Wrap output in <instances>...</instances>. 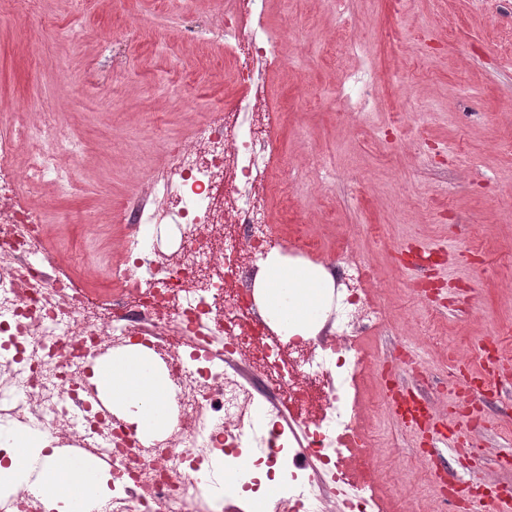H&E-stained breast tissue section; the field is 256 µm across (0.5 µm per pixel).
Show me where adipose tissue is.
I'll return each mask as SVG.
<instances>
[{"label":"adipose tissue","instance_id":"ef3b65f1","mask_svg":"<svg viewBox=\"0 0 512 512\" xmlns=\"http://www.w3.org/2000/svg\"><path fill=\"white\" fill-rule=\"evenodd\" d=\"M253 288L263 320L285 335L308 338L317 335L327 320L334 280L323 265L291 262L274 249L261 261ZM92 381L110 395L113 413L134 429L141 442L174 430L171 382L165 369L143 351L126 349L108 355L95 365ZM8 442L11 464L0 466V485L44 494L56 512H71L83 491L82 459L73 456L65 467L55 466L39 432L25 439L12 436ZM32 454L43 457L40 471L20 472L19 461Z\"/></svg>","mask_w":512,"mask_h":512}]
</instances>
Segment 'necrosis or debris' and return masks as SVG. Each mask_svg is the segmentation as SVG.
Here are the masks:
<instances>
[{"mask_svg": "<svg viewBox=\"0 0 512 512\" xmlns=\"http://www.w3.org/2000/svg\"><path fill=\"white\" fill-rule=\"evenodd\" d=\"M265 9L266 0L225 3L232 23L224 28V42L234 53L233 76L249 90L262 89L265 66L282 38L274 29L242 27V20L262 18ZM256 104L246 96L233 108H212L193 145L174 148L168 171L154 182L153 202L135 216L148 235L126 253L117 292L105 308L87 304L70 281L28 261L43 219L25 202L24 190L47 182L68 186L61 151L68 131L48 117L0 123V394L17 384L26 389L24 401H0V425L17 421L53 438L67 437L74 448L105 447L112 460V512H213L200 476L217 454L245 470L225 499L249 504L260 484L251 468L265 467L270 478L284 469L272 446L285 430L289 409L303 415L294 447L308 445L329 471L304 478L288 512H330L329 481L347 477L332 458L347 441L378 452L350 398L363 364L351 353L350 340L379 319L363 295L368 270L352 260L338 275L336 329L316 344L282 339L256 322L233 287L241 265L239 237L225 230V221L244 225L256 257L271 236L261 202L274 147L255 119ZM22 141L30 152L20 176L13 160ZM164 233L178 240L177 256L158 251L156 239ZM172 332L183 338L184 354L169 351ZM132 344L164 360L184 422L178 433L149 448L83 394L86 356ZM239 357L266 374L281 402L259 405L232 368Z\"/></svg>", "mask_w": 512, "mask_h": 512, "instance_id": "obj_1", "label": "necrosis or debris"}]
</instances>
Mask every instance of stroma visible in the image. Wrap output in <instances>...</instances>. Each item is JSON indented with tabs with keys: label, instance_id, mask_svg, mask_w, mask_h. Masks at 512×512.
Here are the masks:
<instances>
[{
	"label": "stroma",
	"instance_id": "35a3bbf8",
	"mask_svg": "<svg viewBox=\"0 0 512 512\" xmlns=\"http://www.w3.org/2000/svg\"><path fill=\"white\" fill-rule=\"evenodd\" d=\"M217 0H36L0 20V117L50 108L70 132L81 190L34 205L54 274L96 296L140 231L154 176L211 103L233 105ZM283 31L266 75L272 247L304 236L333 269L371 273L379 321L353 344L358 404L381 448L367 512H499L480 480L512 488V0H271ZM361 39V54L342 45ZM372 91L342 111L337 90ZM495 374L481 401L464 381ZM426 401L429 429L391 397ZM457 476L440 490L438 471Z\"/></svg>",
	"mask_w": 512,
	"mask_h": 512
}]
</instances>
